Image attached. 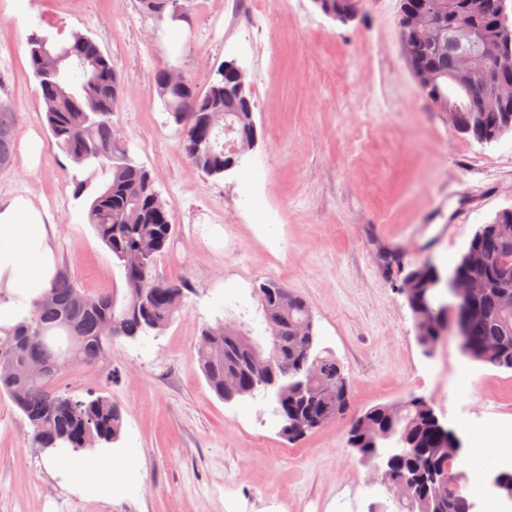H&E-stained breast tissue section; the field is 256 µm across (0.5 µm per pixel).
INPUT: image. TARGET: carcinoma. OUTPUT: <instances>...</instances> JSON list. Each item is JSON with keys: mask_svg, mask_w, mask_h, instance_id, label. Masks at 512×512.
<instances>
[{"mask_svg": "<svg viewBox=\"0 0 512 512\" xmlns=\"http://www.w3.org/2000/svg\"><path fill=\"white\" fill-rule=\"evenodd\" d=\"M141 11L160 21L170 14L177 0H138ZM346 24L358 14V0H323ZM481 14L469 16V28L456 29L454 13L448 12V0H401L398 22L406 13L437 3L440 5L441 34L428 47L423 63L434 68L438 85L448 94V70L459 51L474 47L483 36L501 26L512 28V9L502 13L501 0H479ZM30 64L39 82L43 114L47 128L59 148L73 164L68 179L76 196L88 197L87 221L121 268L125 284L123 296L106 292L90 296L80 288L67 269L62 268L37 302L29 318L17 325L0 326V397L6 396L23 413L32 427L35 447L42 450L65 448L75 454L110 445L120 439L121 408L108 396L80 399L59 390L57 380L72 367L102 364L120 337L137 339L163 329L185 305L189 286L184 280H164L155 274L158 256L174 236L171 209L154 187L145 167L131 157L112 121L121 105L125 86L112 57L104 54L92 37L56 38L50 32H33L27 38ZM58 59L60 73L53 78L43 74L46 55ZM164 111L178 126V146L186 158L209 176H222L232 170L230 155L224 149V133L231 129L239 145L247 148L257 142L250 93L242 90L224 105V89L239 85L237 64L226 61L212 73L205 90L189 91L167 83L165 72L152 77ZM504 113L491 110L484 114L481 130H459L474 140L482 134L499 133ZM16 112L0 103V172L13 164ZM469 245L487 252L489 264L471 272L483 279L488 291L480 298L479 308L486 317L472 328V360L496 369L512 370V308L498 304L501 292L509 293L512 303V242L504 245L479 227ZM274 291L286 294L281 315L286 327L297 335L286 336L283 362L263 380L252 370L247 357L234 350L224 334V326L233 324L244 331L252 327L241 320L226 317L204 325L197 342L199 366L210 388L224 401L237 397H256L273 393L275 414L288 415L282 434L296 441L310 432L308 423H323L343 415L349 407L351 389L336 359L314 350L316 334L307 326L312 321L307 303L275 281ZM448 332V319L436 328L417 336L423 344L438 345ZM40 364L44 372L34 374L28 366ZM235 370L236 386L224 388V377ZM431 403L424 397L377 404L355 418L348 429L351 448H363V458L371 460L389 438L398 436L403 450L390 458L395 472L453 469L454 460L446 449L450 439L431 418ZM468 497L464 488L436 497L425 481L415 489L412 507L398 512H465Z\"/></svg>", "mask_w": 512, "mask_h": 512, "instance_id": "carcinoma-1", "label": "carcinoma"}]
</instances>
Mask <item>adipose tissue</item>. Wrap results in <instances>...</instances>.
I'll use <instances>...</instances> for the list:
<instances>
[{
    "label": "adipose tissue",
    "instance_id": "obj_1",
    "mask_svg": "<svg viewBox=\"0 0 512 512\" xmlns=\"http://www.w3.org/2000/svg\"><path fill=\"white\" fill-rule=\"evenodd\" d=\"M32 200H0V324L27 316L49 288L56 272L52 225Z\"/></svg>",
    "mask_w": 512,
    "mask_h": 512
}]
</instances>
